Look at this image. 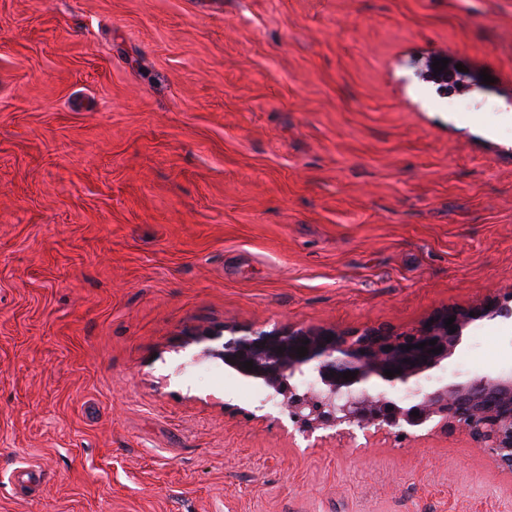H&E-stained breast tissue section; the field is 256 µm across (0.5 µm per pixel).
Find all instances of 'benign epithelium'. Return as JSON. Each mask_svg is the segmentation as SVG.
<instances>
[{
  "label": "benign epithelium",
  "instance_id": "benign-epithelium-1",
  "mask_svg": "<svg viewBox=\"0 0 512 512\" xmlns=\"http://www.w3.org/2000/svg\"><path fill=\"white\" fill-rule=\"evenodd\" d=\"M449 317L455 318L452 331L445 326ZM486 317L512 318L511 288H502L467 308H442L411 331L386 325L362 330L285 325L272 331L242 332L224 326L197 330L193 340L216 341L229 332L231 337L220 348L208 352L263 385L267 400L285 397L280 406L306 435L329 427L349 435L356 428L366 430L372 425L379 430L418 428L435 419L436 428L445 433L468 432L502 469L512 473V373L476 376L431 390L418 387L407 406L388 398L389 388L406 385L440 366L454 354L464 329ZM431 340L436 344L429 345ZM422 342L425 346L417 347ZM302 346L307 348L304 357L297 354ZM439 347V353L430 352ZM249 361L252 370L244 368ZM396 368L401 373L384 374ZM345 372L356 376L345 380ZM299 383L308 384L309 390L296 393ZM413 411L419 415H411Z\"/></svg>",
  "mask_w": 512,
  "mask_h": 512
}]
</instances>
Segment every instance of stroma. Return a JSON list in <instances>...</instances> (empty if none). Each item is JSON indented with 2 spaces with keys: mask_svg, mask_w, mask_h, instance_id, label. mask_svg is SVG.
<instances>
[{
  "mask_svg": "<svg viewBox=\"0 0 512 512\" xmlns=\"http://www.w3.org/2000/svg\"><path fill=\"white\" fill-rule=\"evenodd\" d=\"M509 286L512 0H0V512H512L466 433L305 436L188 338ZM510 372L483 319L423 385Z\"/></svg>",
  "mask_w": 512,
  "mask_h": 512,
  "instance_id": "1",
  "label": "stroma"
}]
</instances>
